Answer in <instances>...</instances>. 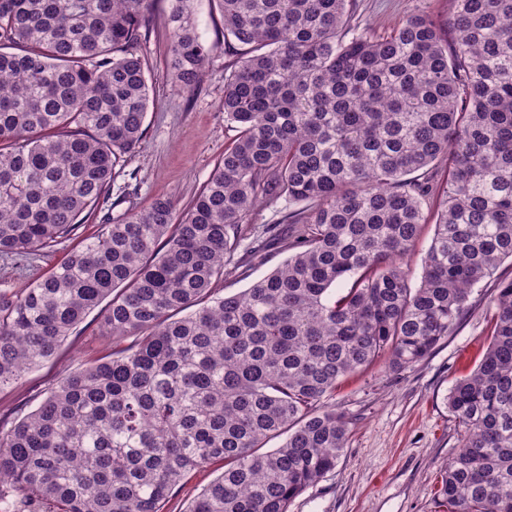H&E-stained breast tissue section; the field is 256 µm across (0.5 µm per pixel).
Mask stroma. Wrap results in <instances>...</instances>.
Listing matches in <instances>:
<instances>
[{
	"mask_svg": "<svg viewBox=\"0 0 512 512\" xmlns=\"http://www.w3.org/2000/svg\"><path fill=\"white\" fill-rule=\"evenodd\" d=\"M364 27L389 32L400 18L424 10L447 22L448 0H358ZM172 0H153L149 37L140 49L152 87L141 148L112 185L113 214L147 210L158 198L184 210L206 184L231 133L224 123V67L242 48L224 40L223 0H192L196 31L211 48L205 74L191 93L173 82L167 48ZM97 210L76 237L20 260L0 254V290L41 280L62 262L80 237L94 233ZM495 281L475 288L457 328L427 358L394 372L380 364L346 380L332 399L349 419L347 446L335 468L298 496L289 512H448L440 492L442 471L459 446V428L446 397L456 379L481 360L488 341ZM100 310H92L57 353L21 382L0 388V424L35 408L69 369L111 351L99 336ZM214 463L191 470L172 490L163 512H187L220 473Z\"/></svg>",
	"mask_w": 512,
	"mask_h": 512,
	"instance_id": "obj_1",
	"label": "stroma"
}]
</instances>
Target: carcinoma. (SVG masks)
I'll return each mask as SVG.
<instances>
[{"instance_id":"obj_1","label":"carcinoma","mask_w":512,"mask_h":512,"mask_svg":"<svg viewBox=\"0 0 512 512\" xmlns=\"http://www.w3.org/2000/svg\"><path fill=\"white\" fill-rule=\"evenodd\" d=\"M168 54L194 91L211 48L174 0ZM234 135L206 185L108 217L46 277L0 292V387L52 357L101 303L112 351L0 426V512H161L224 463L189 512H289L332 472L325 406L382 358L402 370L512 260V0H450L383 36L357 0H223ZM150 0H0V253L51 248L109 197L150 103ZM270 224H252L259 204ZM434 235L418 286L405 260ZM289 256L220 294L273 249ZM486 351L446 398L461 427L450 512H512V279ZM281 445L262 452L274 438ZM221 463H214L191 470L172 490L163 505V512H185L192 501L223 470Z\"/></svg>"}]
</instances>
